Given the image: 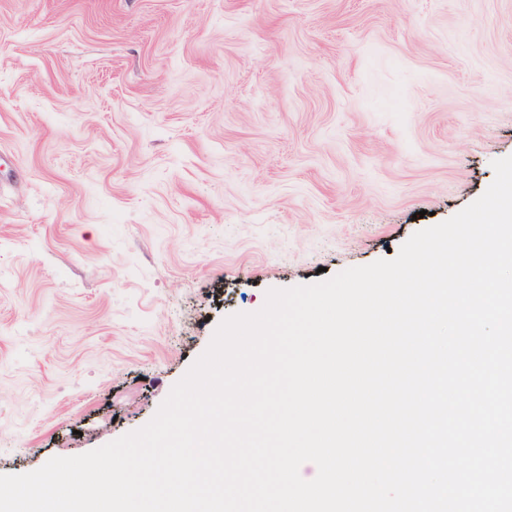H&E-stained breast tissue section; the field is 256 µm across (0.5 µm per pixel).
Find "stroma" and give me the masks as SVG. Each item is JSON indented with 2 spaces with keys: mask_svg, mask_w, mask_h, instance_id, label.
Wrapping results in <instances>:
<instances>
[{
  "mask_svg": "<svg viewBox=\"0 0 512 512\" xmlns=\"http://www.w3.org/2000/svg\"><path fill=\"white\" fill-rule=\"evenodd\" d=\"M512 156V0H0V474L140 429L219 323Z\"/></svg>",
  "mask_w": 512,
  "mask_h": 512,
  "instance_id": "obj_1",
  "label": "stroma"
}]
</instances>
